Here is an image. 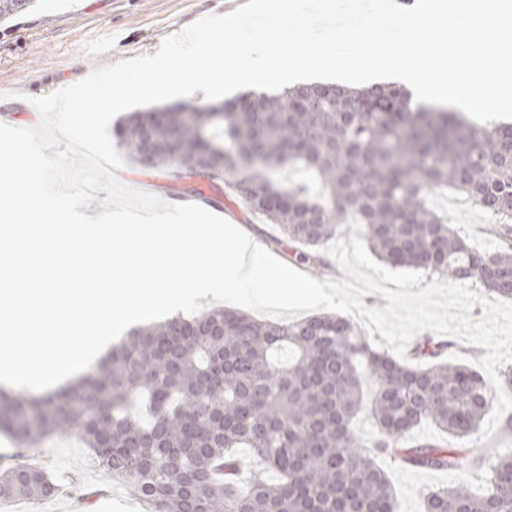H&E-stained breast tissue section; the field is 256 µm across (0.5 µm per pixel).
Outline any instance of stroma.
I'll list each match as a JSON object with an SVG mask.
<instances>
[{
	"label": "stroma",
	"instance_id": "obj_1",
	"mask_svg": "<svg viewBox=\"0 0 512 512\" xmlns=\"http://www.w3.org/2000/svg\"><path fill=\"white\" fill-rule=\"evenodd\" d=\"M246 0H41L32 10L0 24V85L11 95L0 97V123L34 128L41 115L29 111L30 99L48 96L93 71L124 59L152 55L169 35L198 19L225 14ZM128 187L162 200L181 196L196 202L198 195L215 197L208 181L197 177L172 180L125 165L118 173ZM432 207L447 215L470 243L481 250L497 242L483 233L486 214L452 191L430 199ZM221 217L258 237L264 247L291 267H299L293 246L278 244L279 230L250 215L236 202L217 207ZM27 462L44 467L59 491L48 501H2L0 512H144L141 501L121 483L93 465L87 448L75 435L52 436L35 448H16L0 433V472ZM400 512H423L424 496L432 489L457 480L448 471L417 470L386 463Z\"/></svg>",
	"mask_w": 512,
	"mask_h": 512
}]
</instances>
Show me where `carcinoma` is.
Listing matches in <instances>:
<instances>
[{"label": "carcinoma", "mask_w": 512, "mask_h": 512, "mask_svg": "<svg viewBox=\"0 0 512 512\" xmlns=\"http://www.w3.org/2000/svg\"><path fill=\"white\" fill-rule=\"evenodd\" d=\"M38 0H0V23ZM224 109L134 112L116 130L131 164L174 180L199 176L274 224L325 266L319 249L354 228L382 261L470 280L512 299V126L477 124L412 102L398 85H312L248 93ZM307 179L287 185L280 173ZM488 216L493 251L473 249L427 203L436 189ZM425 335L401 360L337 314L259 321L216 308L136 328L77 384L42 398L0 391V430L24 445L75 431L95 463L147 512H399L379 464L461 474L425 494V512H512V448H466L495 388L474 369L436 361ZM375 429L367 441L354 422ZM431 423L444 441H412ZM236 448L255 468L240 479ZM485 472V488L466 474ZM58 485L20 464L0 501L47 500Z\"/></svg>", "instance_id": "obj_1"}]
</instances>
